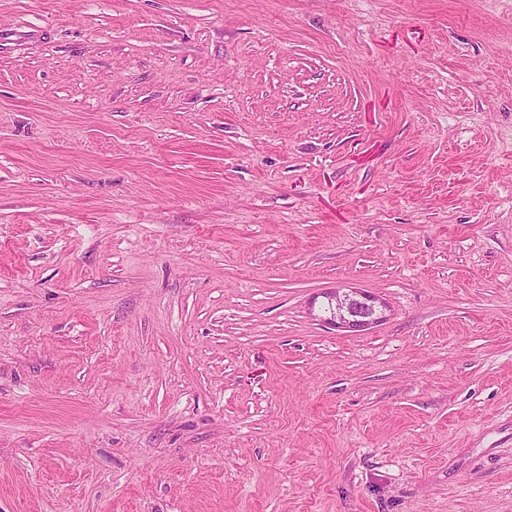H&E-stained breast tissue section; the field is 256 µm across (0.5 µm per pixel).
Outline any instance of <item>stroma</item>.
Wrapping results in <instances>:
<instances>
[{
	"label": "stroma",
	"instance_id": "35a3bbf8",
	"mask_svg": "<svg viewBox=\"0 0 512 512\" xmlns=\"http://www.w3.org/2000/svg\"><path fill=\"white\" fill-rule=\"evenodd\" d=\"M0 512H512V0H0ZM334 301L335 309L328 318V323L338 328H361L372 324L379 318H374L373 314L377 312V299L367 292L356 291L351 293H340L336 291L330 296ZM355 305L361 309V312L355 310Z\"/></svg>",
	"mask_w": 512,
	"mask_h": 512
}]
</instances>
